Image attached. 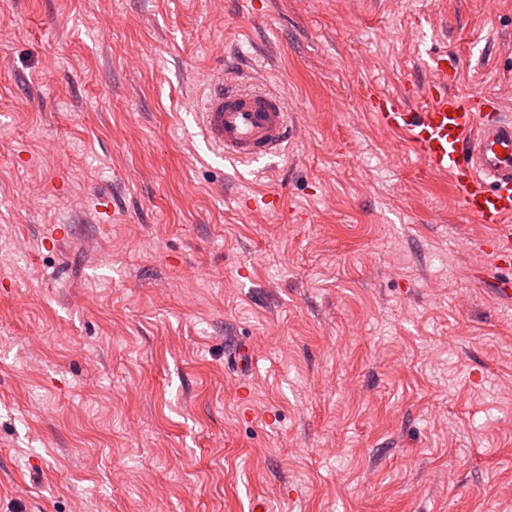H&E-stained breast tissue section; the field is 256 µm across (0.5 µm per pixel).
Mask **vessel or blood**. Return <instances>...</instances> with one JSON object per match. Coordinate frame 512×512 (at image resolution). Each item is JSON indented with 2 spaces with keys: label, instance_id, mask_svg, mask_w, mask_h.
I'll use <instances>...</instances> for the list:
<instances>
[{
  "label": "vessel or blood",
  "instance_id": "b4317fda",
  "mask_svg": "<svg viewBox=\"0 0 512 512\" xmlns=\"http://www.w3.org/2000/svg\"><path fill=\"white\" fill-rule=\"evenodd\" d=\"M423 97L371 92L367 107L376 124L406 142L427 172L450 176L466 216L490 226L473 249L512 268V115L499 97L453 92L449 56L433 55ZM191 112L205 143L229 160L253 163L277 155L293 126L284 96L250 88L239 76L214 80Z\"/></svg>",
  "mask_w": 512,
  "mask_h": 512
}]
</instances>
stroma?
Listing matches in <instances>:
<instances>
[{"label":"stroma","mask_w":512,"mask_h":512,"mask_svg":"<svg viewBox=\"0 0 512 512\" xmlns=\"http://www.w3.org/2000/svg\"><path fill=\"white\" fill-rule=\"evenodd\" d=\"M438 51L512 113V0H0V512H512L488 229L366 108ZM225 68L276 157L203 142ZM191 105L203 140L224 159L253 163L275 156L293 131L281 93L252 89L228 71Z\"/></svg>","instance_id":"obj_1"}]
</instances>
